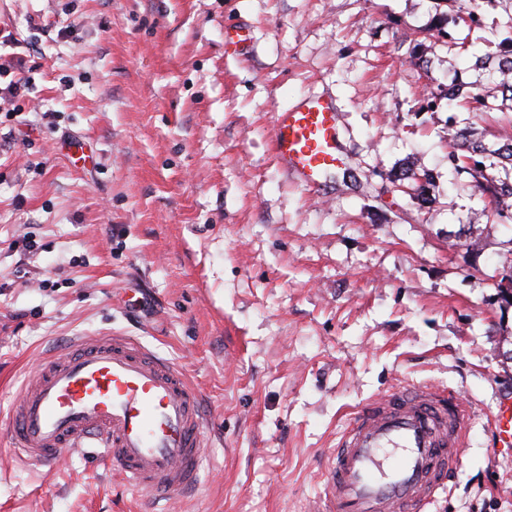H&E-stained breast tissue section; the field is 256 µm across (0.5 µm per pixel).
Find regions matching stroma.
Wrapping results in <instances>:
<instances>
[{
	"label": "stroma",
	"instance_id": "1",
	"mask_svg": "<svg viewBox=\"0 0 512 512\" xmlns=\"http://www.w3.org/2000/svg\"><path fill=\"white\" fill-rule=\"evenodd\" d=\"M432 0H0L31 88L0 110V512H153L87 455L11 456L10 409L39 359L121 335L201 395L207 461L174 512H309L367 398L423 384L473 406L430 512H512V221L448 167L430 90L474 56L429 35ZM245 25L248 53L226 54ZM512 31V0L471 31ZM422 44L427 70L407 50ZM330 97L354 184L299 186L276 112ZM414 165L429 202L381 193ZM496 434L508 447L512 445V400L501 403L495 415Z\"/></svg>",
	"mask_w": 512,
	"mask_h": 512
}]
</instances>
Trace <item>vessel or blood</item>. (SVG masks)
Wrapping results in <instances>:
<instances>
[{"label":"vessel or blood","instance_id":"vessel-or-blood-1","mask_svg":"<svg viewBox=\"0 0 512 512\" xmlns=\"http://www.w3.org/2000/svg\"><path fill=\"white\" fill-rule=\"evenodd\" d=\"M342 117L311 95L278 112L272 143L284 171L312 190L345 163ZM470 412L452 392L403 389L364 402L336 437L315 512H428L448 489ZM496 433L512 445V400ZM200 395L184 374L123 336H100L48 356L11 412L14 459L49 465L85 451L112 464L158 512L196 487L205 446Z\"/></svg>","mask_w":512,"mask_h":512}]
</instances>
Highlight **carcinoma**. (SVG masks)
Here are the masks:
<instances>
[{"label":"carcinoma","instance_id":"obj_1","mask_svg":"<svg viewBox=\"0 0 512 512\" xmlns=\"http://www.w3.org/2000/svg\"><path fill=\"white\" fill-rule=\"evenodd\" d=\"M436 14L433 17V29L455 47L467 51L470 44L462 37V32L480 28L485 24V10H476L473 0H434ZM451 7L454 12L451 31L446 30L448 12L443 7ZM484 68L496 74L494 87L483 95H475L468 90L469 84L454 80L448 84L443 98L447 100L448 130L451 131V150L448 153V167L452 172L469 177V185L493 205L492 215L500 219L512 220V180L500 178L490 169L499 164H512V140L501 136L498 141L489 144L485 136L468 127H457L455 112L460 109L476 111L485 116L502 111L496 104L502 96L512 100V35L498 44L495 52L475 55ZM432 176L424 169L406 167L390 176V182L396 190L419 196L424 195Z\"/></svg>","mask_w":512,"mask_h":512}]
</instances>
